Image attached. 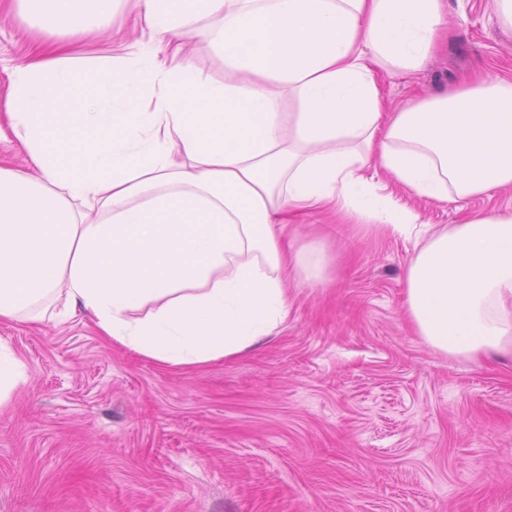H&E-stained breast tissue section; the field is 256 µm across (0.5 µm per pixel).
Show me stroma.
I'll return each mask as SVG.
<instances>
[{
  "instance_id": "1",
  "label": "stroma",
  "mask_w": 512,
  "mask_h": 512,
  "mask_svg": "<svg viewBox=\"0 0 512 512\" xmlns=\"http://www.w3.org/2000/svg\"><path fill=\"white\" fill-rule=\"evenodd\" d=\"M458 40L385 86L392 109L478 64L512 81L494 0H448ZM38 28L0 9V113ZM440 229L512 211V189L430 205ZM325 243L328 280L290 276L287 322L252 351L169 368L105 342L88 316L0 321L28 378L0 407V512H512V355L452 357L405 309L415 237L374 225L290 224Z\"/></svg>"
}]
</instances>
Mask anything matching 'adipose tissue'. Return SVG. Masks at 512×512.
<instances>
[{
    "label": "adipose tissue",
    "instance_id": "ef3b65f1",
    "mask_svg": "<svg viewBox=\"0 0 512 512\" xmlns=\"http://www.w3.org/2000/svg\"><path fill=\"white\" fill-rule=\"evenodd\" d=\"M49 36L9 76L27 167L0 162V320L92 316L99 336L166 367L251 351L284 325L287 274L322 283L327 212L412 235L428 204L512 188V81L477 74L393 112L385 81L448 34L446 0H131L137 34L77 56L114 0H19ZM206 43L223 78L184 38ZM417 336L455 357L512 352V212L431 234L405 275Z\"/></svg>",
    "mask_w": 512,
    "mask_h": 512
}]
</instances>
